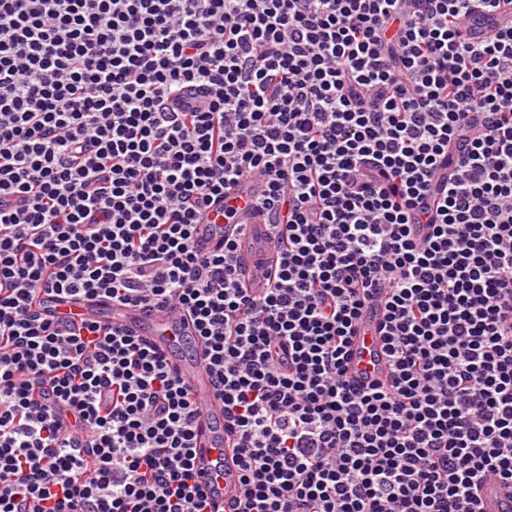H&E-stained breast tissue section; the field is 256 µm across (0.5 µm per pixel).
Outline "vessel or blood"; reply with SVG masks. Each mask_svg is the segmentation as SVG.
<instances>
[{
  "instance_id": "b4317fda",
  "label": "vessel or blood",
  "mask_w": 512,
  "mask_h": 512,
  "mask_svg": "<svg viewBox=\"0 0 512 512\" xmlns=\"http://www.w3.org/2000/svg\"><path fill=\"white\" fill-rule=\"evenodd\" d=\"M260 183L245 182L227 197L216 198L205 217L197 225L194 243L202 254L211 252L223 238L233 239L239 248L241 264L252 284H261L271 261L262 242L267 226L262 216L252 209L261 193ZM232 207L233 218H226L225 207ZM56 316L74 321L107 320L121 326L129 334L165 353L178 376L185 379L194 400L201 408L196 423L194 466L203 475L202 485L217 505L238 498L241 492L238 458L224 422V405L217 399L214 378L208 358L190 319H172L166 306L150 308L107 305L88 301L75 305H59ZM382 315L360 320L352 345L349 377L360 383L377 378L384 355L382 344ZM482 512H512V489L491 478L479 491Z\"/></svg>"
}]
</instances>
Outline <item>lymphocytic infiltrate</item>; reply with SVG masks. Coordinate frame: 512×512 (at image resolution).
Instances as JSON below:
<instances>
[{"mask_svg":"<svg viewBox=\"0 0 512 512\" xmlns=\"http://www.w3.org/2000/svg\"><path fill=\"white\" fill-rule=\"evenodd\" d=\"M512 0H0V512H216L188 383L71 304L161 302L239 444L228 512H480L512 484ZM248 180L279 267L193 229ZM387 291L386 376L352 384ZM483 512H511L512 490L498 479H488L479 491Z\"/></svg>","mask_w":512,"mask_h":512,"instance_id":"obj_1","label":"lymphocytic infiltrate"}]
</instances>
